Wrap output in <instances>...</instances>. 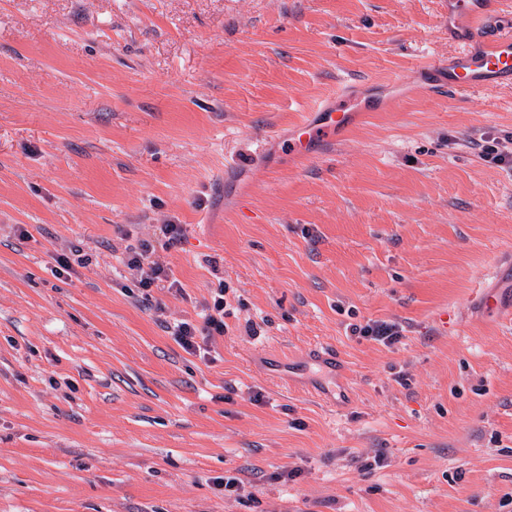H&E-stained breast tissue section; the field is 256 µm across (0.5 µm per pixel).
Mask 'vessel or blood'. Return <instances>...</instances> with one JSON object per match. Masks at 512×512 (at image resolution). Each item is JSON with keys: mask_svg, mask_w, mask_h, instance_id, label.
<instances>
[{"mask_svg": "<svg viewBox=\"0 0 512 512\" xmlns=\"http://www.w3.org/2000/svg\"><path fill=\"white\" fill-rule=\"evenodd\" d=\"M448 9L465 22L469 47L449 60H431L427 71L452 91L512 83V38L498 33L493 45L484 46L480 21L486 10L482 0H450ZM356 117L352 95L340 92L335 103L320 105L296 125L290 142L293 154L309 158L312 141L342 136Z\"/></svg>", "mask_w": 512, "mask_h": 512, "instance_id": "obj_1", "label": "vessel or blood"}]
</instances>
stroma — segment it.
<instances>
[{"label":"stroma","mask_w":512,"mask_h":512,"mask_svg":"<svg viewBox=\"0 0 512 512\" xmlns=\"http://www.w3.org/2000/svg\"><path fill=\"white\" fill-rule=\"evenodd\" d=\"M461 49L448 0H0V512H512V85L426 78ZM335 98V103L320 105L306 119L296 125L293 139L290 141L293 154L308 159L310 144L312 141L318 140V134L322 140H332L342 136L353 125L356 117L364 114L357 112H373L354 108L353 97L347 94L345 88ZM126 266L130 271L140 276V284L144 290L153 285L169 282L168 288L181 291L173 272L166 264L155 256L154 247L148 242H142L137 247L128 249ZM226 292L225 286H220L218 289V296L214 299L213 305L208 307L210 312L206 315L205 324L207 336H200L199 328L188 320L178 323L172 332L175 342L188 354L200 356L203 353V358L209 355V340L217 335H224L227 325L224 322L226 313L225 307L227 301L224 298ZM350 331L352 336L370 339L387 346L395 344L402 336L398 325L387 322L351 324Z\"/></svg>","instance_id":"1"}]
</instances>
